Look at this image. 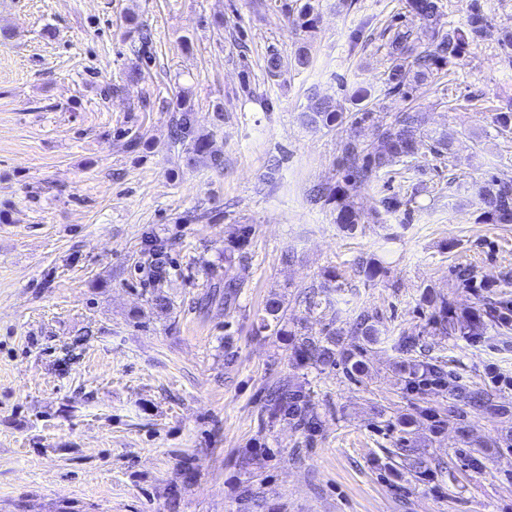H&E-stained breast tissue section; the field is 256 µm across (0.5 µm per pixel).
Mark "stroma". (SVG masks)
I'll use <instances>...</instances> for the list:
<instances>
[{
  "label": "stroma",
  "instance_id": "stroma-1",
  "mask_svg": "<svg viewBox=\"0 0 512 512\" xmlns=\"http://www.w3.org/2000/svg\"><path fill=\"white\" fill-rule=\"evenodd\" d=\"M300 4L0 0V512H240L247 489L261 512H512V224L482 223L472 190L512 176V130L492 122L512 102V56L490 40L470 46L404 100L386 92L387 27L429 39L407 0H316L308 34ZM131 13L152 33L137 82L126 79L140 65ZM305 41L308 68L265 74L270 55L290 59ZM361 86L373 121L302 124L311 93L348 113ZM183 90L222 170L188 165L170 138ZM409 105L447 132L450 154L422 152L412 170L357 189L362 222L345 231L308 189L340 180L350 134L373 142ZM395 193L407 206L385 212ZM244 227L243 260L226 246ZM149 232L173 244L164 314L148 303ZM361 258L380 267L376 278L355 274ZM330 271L342 318L362 308L380 318L358 383L296 363L284 341L253 330L276 294L289 327L321 335V311L300 297ZM232 275L247 281L236 301L204 305ZM427 293L462 317L494 302L509 322L476 338L441 335ZM404 335L457 384L490 394L492 411H468V436L452 423L435 432L407 391L395 348ZM282 378L314 404L313 437L262 420ZM408 416L409 458L394 465Z\"/></svg>",
  "mask_w": 512,
  "mask_h": 512
}]
</instances>
